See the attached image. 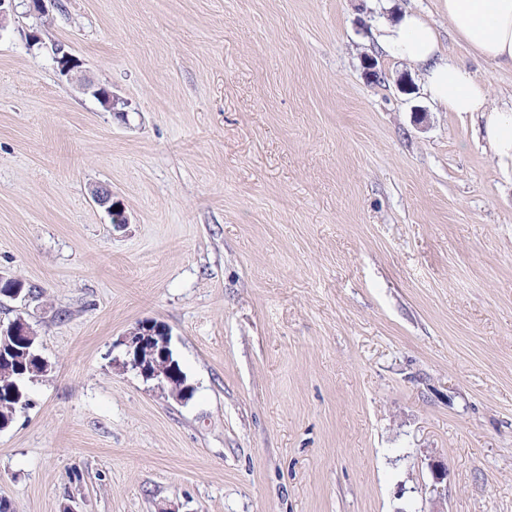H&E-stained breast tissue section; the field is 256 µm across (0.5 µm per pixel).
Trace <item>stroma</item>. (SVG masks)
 I'll return each instance as SVG.
<instances>
[{
  "label": "stroma",
  "instance_id": "35a3bbf8",
  "mask_svg": "<svg viewBox=\"0 0 512 512\" xmlns=\"http://www.w3.org/2000/svg\"><path fill=\"white\" fill-rule=\"evenodd\" d=\"M408 7L512 103V72L439 0L18 5L0 283L40 296L0 300V321L24 314L49 371L0 430L12 512H512V176L477 114L378 48ZM145 321L170 330L188 399L116 363ZM87 86L86 89L90 90L92 95H95L108 111L113 112V114H125L127 112L124 109L129 106L127 100L120 98L105 87ZM91 196L94 203L102 208L109 218L112 229H121L129 224V217L123 204L114 197L112 189L105 184L95 185L91 189ZM115 207H119L115 211Z\"/></svg>",
  "mask_w": 512,
  "mask_h": 512
}]
</instances>
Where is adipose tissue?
<instances>
[{
  "label": "adipose tissue",
  "instance_id": "obj_1",
  "mask_svg": "<svg viewBox=\"0 0 512 512\" xmlns=\"http://www.w3.org/2000/svg\"><path fill=\"white\" fill-rule=\"evenodd\" d=\"M456 37L485 61L512 69V0H444ZM377 44L416 67L426 94L451 112H477L500 167L512 171V106L490 107L488 91L464 66L449 59L435 26L404 12L398 22L381 20Z\"/></svg>",
  "mask_w": 512,
  "mask_h": 512
}]
</instances>
